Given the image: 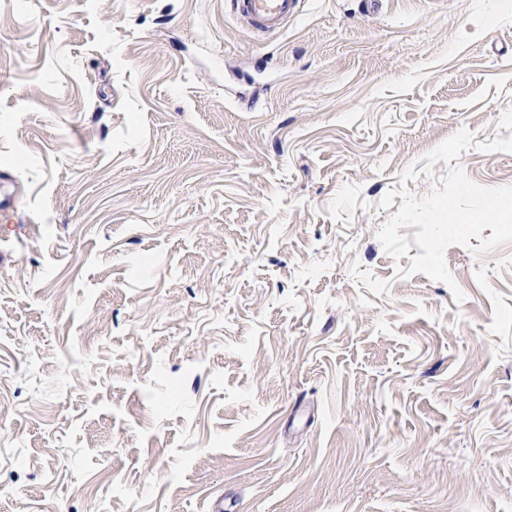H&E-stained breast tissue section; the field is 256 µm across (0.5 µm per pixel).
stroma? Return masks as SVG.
Listing matches in <instances>:
<instances>
[{
    "instance_id": "1",
    "label": "stroma",
    "mask_w": 512,
    "mask_h": 512,
    "mask_svg": "<svg viewBox=\"0 0 512 512\" xmlns=\"http://www.w3.org/2000/svg\"><path fill=\"white\" fill-rule=\"evenodd\" d=\"M463 128L512 0H0V512H512V242L377 238ZM300 0H235V11L262 33H277L297 13Z\"/></svg>"
}]
</instances>
